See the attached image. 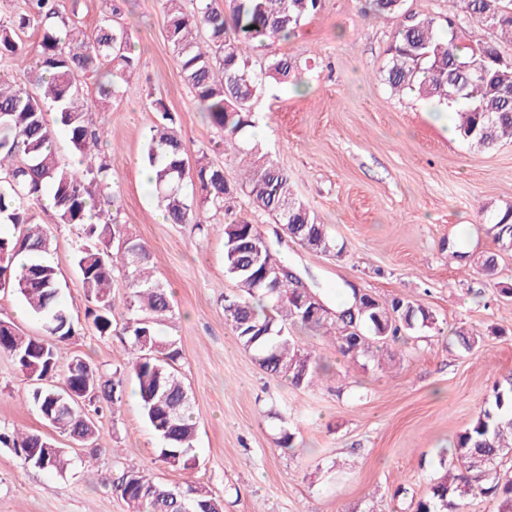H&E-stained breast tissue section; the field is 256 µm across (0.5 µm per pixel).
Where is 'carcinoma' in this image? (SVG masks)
Here are the masks:
<instances>
[{
	"mask_svg": "<svg viewBox=\"0 0 512 512\" xmlns=\"http://www.w3.org/2000/svg\"><path fill=\"white\" fill-rule=\"evenodd\" d=\"M321 0H165L166 37L178 63L180 76L213 126L224 131V148H236L237 138L252 126V105L270 79L288 80L296 64L287 56H271L259 70L248 64V52L286 40ZM379 14L401 18L384 72L396 92H413L447 106L458 115L456 131L468 144L492 150L512 141V58L504 57L491 41L462 45L463 22L496 18L487 27L512 42V0H462L466 15H448L442 29L434 17L404 13L399 0H369ZM122 7L110 4L88 33L70 26L58 0H24V8L0 24V60L32 57L31 88L11 87L0 81V283L16 295L38 319L44 336H26L0 327V353L27 372L37 366L39 380L28 401L52 428L84 441L96 438V417L104 407L123 400L121 378L129 374L137 383L142 415L159 439L160 461L184 470L196 462L197 426L189 394L175 367L180 350L174 340L162 339L158 326L169 312L165 285L149 267V252L140 242L121 237L120 205L112 190L111 168L96 156L101 133L86 122L88 87L85 79L101 75L97 92L103 99L116 95L120 81L136 67L137 57ZM41 30L34 46L25 43L29 29ZM56 113L50 124L47 112ZM158 119L146 135L145 162L166 219L172 224L203 226L209 211H222L224 266L235 284L224 296V318L239 343L252 351L266 372L286 378L296 387L311 386L327 369L321 359L302 352L288 336L287 325L326 329L338 350L353 358L377 352L398 342L417 328H435L438 319L424 306L405 298L390 301L371 297L365 313H352L356 291L336 310L315 315L301 304L303 283L294 269L277 258L258 225L234 214L239 194L253 208L286 225L288 236L302 246L323 251L336 247L326 225L294 192L288 172L260 156L239 185L224 180V169L203 160L190 164L187 150L174 130L167 106L155 104ZM64 132L74 152L87 158L76 168L61 162L54 148L56 130ZM197 186L198 195L183 193L185 182ZM45 194L54 200L58 224H77L84 243L74 254L77 267L94 307L91 327L101 336L112 333V281L124 275L129 293L122 332L129 337L130 357L107 375L76 356L60 368L53 346L78 334L59 300L57 267L45 260L53 251L47 230L31 225L20 207L23 200L40 202ZM498 251H512V207L493 217ZM29 254V264L16 272L14 260ZM273 274L261 279L264 269ZM63 375V386L52 379ZM86 392L85 410L73 417L46 414L60 407L64 388ZM0 443L10 445L24 462L36 469L63 473L71 465L61 449L48 457L30 459L29 449L54 445L40 431H0ZM512 462V377L493 387L491 407L458 437L454 473L430 485L416 503V512H464L467 499L493 502L497 512H512V478L499 468ZM122 495L132 512H184L193 502L197 512H224L222 499L201 486H171L136 470L123 473Z\"/></svg>",
	"mask_w": 512,
	"mask_h": 512,
	"instance_id": "carcinoma-1",
	"label": "carcinoma"
}]
</instances>
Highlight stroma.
Returning <instances> with one entry per match:
<instances>
[{"label": "stroma", "instance_id": "obj_1", "mask_svg": "<svg viewBox=\"0 0 512 512\" xmlns=\"http://www.w3.org/2000/svg\"><path fill=\"white\" fill-rule=\"evenodd\" d=\"M122 16L137 66L118 97L92 99L86 118L106 131L99 150L111 167L123 234L145 244L169 290L160 331L180 350L178 369L198 425L197 465L179 470L158 460L159 441L128 377L123 401L98 419L92 444L52 434L75 458L71 471L31 468L0 444V512H131L117 485L131 469L205 487L223 498L224 512H413L452 466L457 436L487 408L494 384L512 373V300L500 294L512 284V255L499 256L492 275L476 265L496 250L492 214L512 206V143L477 150L454 134L451 112L394 92L382 68L397 19L369 10L368 0H322L289 40L251 55L256 69L276 53L297 70L255 100L262 136H242L240 151L228 153L223 132L182 82L162 0H124ZM157 100L173 113L190 155L206 154L227 182L250 164L255 143L292 176L338 254L301 246L246 196L236 207L327 307L339 306L352 288L405 298L432 310L444 333L421 328L379 356L352 358L329 336L293 326L299 348L327 361L330 372L319 386L297 388L263 371L224 318L234 284L224 273L223 213L207 212L200 228L159 219L156 193L143 180ZM25 210L55 239L60 299L79 329L56 343L60 365L79 355L112 372L129 346L117 331L125 317L122 274L112 288L116 331L98 335L73 262L78 227L54 223L39 204ZM457 327L478 334L472 349L452 336ZM30 389L0 354V427L47 430L26 402ZM285 431L294 435L292 447H276Z\"/></svg>", "mask_w": 512, "mask_h": 512}]
</instances>
